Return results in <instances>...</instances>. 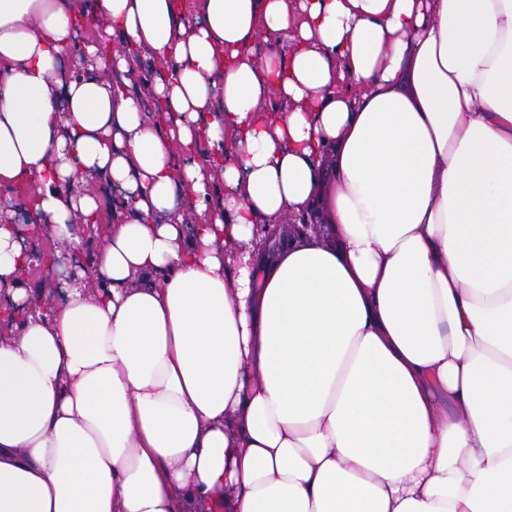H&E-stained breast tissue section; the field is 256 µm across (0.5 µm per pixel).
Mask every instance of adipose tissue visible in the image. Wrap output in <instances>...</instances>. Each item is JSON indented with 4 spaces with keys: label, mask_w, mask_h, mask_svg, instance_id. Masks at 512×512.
<instances>
[{
    "label": "adipose tissue",
    "mask_w": 512,
    "mask_h": 512,
    "mask_svg": "<svg viewBox=\"0 0 512 512\" xmlns=\"http://www.w3.org/2000/svg\"><path fill=\"white\" fill-rule=\"evenodd\" d=\"M198 4L0 0V512H512V0ZM136 60V56L134 55ZM136 67L142 73L143 79L138 84V90L141 93V97L147 101L149 111L152 112L154 102L152 100V85L156 78L163 75V65L156 60L137 59ZM36 222L37 215L28 209L19 212L13 220L14 224H20L28 250L40 257L39 261L35 258L27 270L23 287L39 291L43 304L49 307L59 302L58 286L61 284L56 275L59 267L57 264L52 267L51 261L60 259L64 250L45 226L35 227Z\"/></svg>",
    "instance_id": "1"
}]
</instances>
